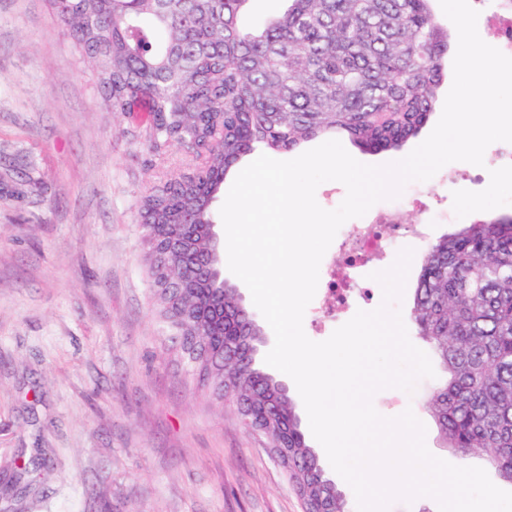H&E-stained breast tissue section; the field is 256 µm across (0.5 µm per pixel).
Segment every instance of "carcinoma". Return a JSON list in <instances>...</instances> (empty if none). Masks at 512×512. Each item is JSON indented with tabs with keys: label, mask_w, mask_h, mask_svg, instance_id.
I'll return each instance as SVG.
<instances>
[{
	"label": "carcinoma",
	"mask_w": 512,
	"mask_h": 512,
	"mask_svg": "<svg viewBox=\"0 0 512 512\" xmlns=\"http://www.w3.org/2000/svg\"><path fill=\"white\" fill-rule=\"evenodd\" d=\"M250 0H50L104 90L103 106L129 120L154 156L175 147L197 159L147 187L136 208L158 243L187 235L167 259L179 288L171 307L152 291L170 340L199 325L224 396L249 403V431L288 445V479L314 512H348L345 492L302 429L289 391L258 363L224 355V338L263 332L224 280L212 242L213 206L230 169L256 149L294 151L344 135L367 152L400 149L428 122L448 76L452 37L432 0H286L249 29ZM417 334L446 378L428 406L447 447L480 452L512 485V214L491 215L440 238L413 296Z\"/></svg>",
	"instance_id": "obj_1"
}]
</instances>
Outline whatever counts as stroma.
I'll list each match as a JSON object with an SVG mask.
<instances>
[{
    "mask_svg": "<svg viewBox=\"0 0 512 512\" xmlns=\"http://www.w3.org/2000/svg\"><path fill=\"white\" fill-rule=\"evenodd\" d=\"M90 64L47 0H0V512H302L265 436L235 405L198 385L165 347L151 299L136 203L151 182L186 167L172 149L152 160L118 115L103 111ZM500 143L483 166L453 162L371 207L400 226L368 272L414 251V288L430 244L459 225L512 212V164ZM427 227L426 237L409 233ZM368 299L328 311L324 291L303 328L328 339ZM438 378L373 399L383 416L413 410L429 451L457 466L479 453L447 448L429 408ZM43 455L30 487L6 493L17 467Z\"/></svg>",
    "mask_w": 512,
    "mask_h": 512,
    "instance_id": "1",
    "label": "stroma"
}]
</instances>
